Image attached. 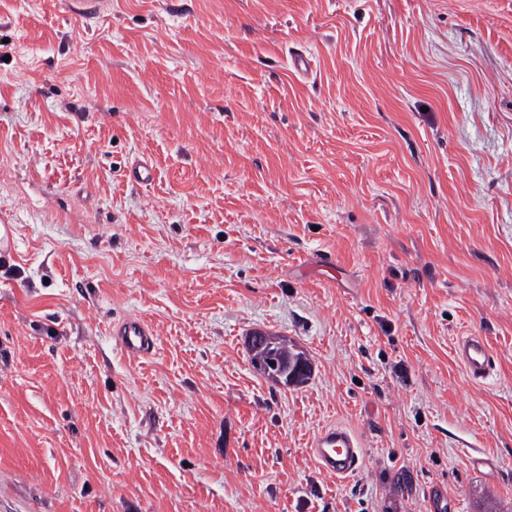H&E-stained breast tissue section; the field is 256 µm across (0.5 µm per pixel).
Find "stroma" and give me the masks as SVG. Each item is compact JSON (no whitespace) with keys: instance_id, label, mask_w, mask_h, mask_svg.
I'll list each match as a JSON object with an SVG mask.
<instances>
[{"instance_id":"stroma-1","label":"stroma","mask_w":512,"mask_h":512,"mask_svg":"<svg viewBox=\"0 0 512 512\" xmlns=\"http://www.w3.org/2000/svg\"><path fill=\"white\" fill-rule=\"evenodd\" d=\"M1 224L0 512H512V0H0ZM121 351L129 358L148 355L154 348V333L142 319L131 317L120 323L114 331ZM264 341L265 336H253L251 340V347L259 346L262 348L263 346H260V344ZM300 356H302L301 353H294L288 349V346L284 343V341L277 338H270L260 351L253 353L252 362L259 359L264 361L273 360L278 361L279 363H288L292 359ZM278 362H274V366H272L274 370L270 368V363L267 364L256 361L254 364L260 373L270 377L271 379H275L277 382L284 386L294 385L301 379H305L310 375L311 366L310 363L305 359H302L301 362L297 365L288 363V368L281 371L279 374H277L279 372ZM456 356L476 382L487 378L493 370L494 353L481 336H468L458 342ZM360 438L341 425L324 428L315 437L313 453L319 465L337 479L354 475L362 459Z\"/></svg>"}]
</instances>
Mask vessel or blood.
<instances>
[{
    "label": "vessel or blood",
    "mask_w": 512,
    "mask_h": 512,
    "mask_svg": "<svg viewBox=\"0 0 512 512\" xmlns=\"http://www.w3.org/2000/svg\"><path fill=\"white\" fill-rule=\"evenodd\" d=\"M121 351L136 359L152 352L154 333L142 319L131 317L120 323L114 331ZM456 356L474 381L488 377L494 366V353L485 339L470 336L458 342ZM313 453L319 465L336 478L354 475L362 459L359 437L350 429L333 425L316 436Z\"/></svg>",
    "instance_id": "b4317fda"
}]
</instances>
